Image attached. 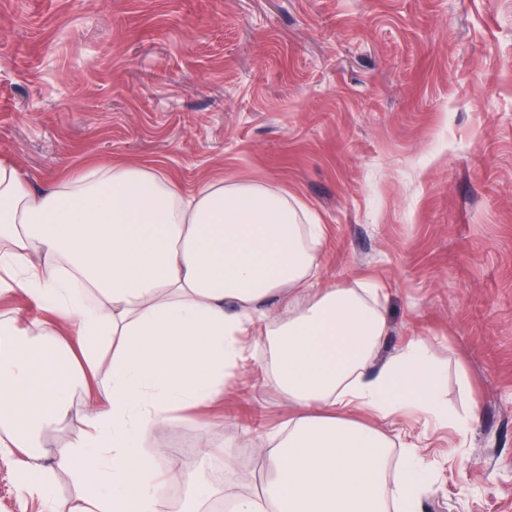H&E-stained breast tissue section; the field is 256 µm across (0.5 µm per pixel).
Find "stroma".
<instances>
[{
    "label": "stroma",
    "instance_id": "35a3bbf8",
    "mask_svg": "<svg viewBox=\"0 0 512 512\" xmlns=\"http://www.w3.org/2000/svg\"><path fill=\"white\" fill-rule=\"evenodd\" d=\"M0 160L38 183L158 162L186 190L288 191L326 226L322 281L378 290L377 360L423 341L444 405L476 413L461 433L355 420L390 463L405 443L428 461L420 512H512V0H0ZM246 343L223 401L149 442L227 498L293 411Z\"/></svg>",
    "mask_w": 512,
    "mask_h": 512
}]
</instances>
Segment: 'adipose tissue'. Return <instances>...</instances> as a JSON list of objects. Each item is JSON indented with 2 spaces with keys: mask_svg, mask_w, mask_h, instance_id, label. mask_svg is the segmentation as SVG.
Listing matches in <instances>:
<instances>
[{
  "mask_svg": "<svg viewBox=\"0 0 512 512\" xmlns=\"http://www.w3.org/2000/svg\"><path fill=\"white\" fill-rule=\"evenodd\" d=\"M325 229L267 182L183 194L160 166H96L42 186L0 161V454L17 455L21 512H161L179 479L147 443L180 412L222 400L257 332L263 373L295 407L262 451L259 485L233 512H419L429 466L415 446L395 483L382 431L407 409L463 430L440 400L427 346L373 359L387 322L369 289L314 288ZM78 423L47 451L49 431Z\"/></svg>",
  "mask_w": 512,
  "mask_h": 512,
  "instance_id": "adipose-tissue-1",
  "label": "adipose tissue"
}]
</instances>
